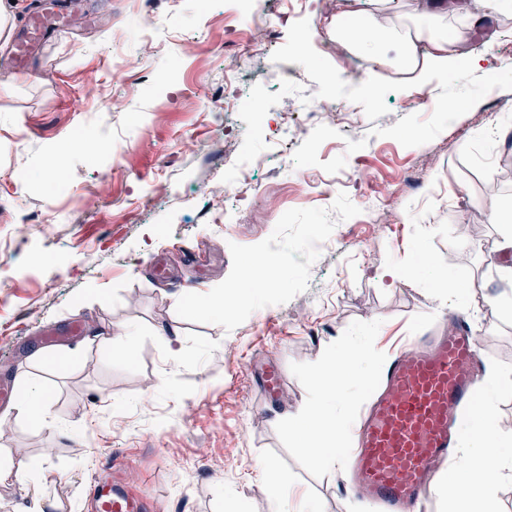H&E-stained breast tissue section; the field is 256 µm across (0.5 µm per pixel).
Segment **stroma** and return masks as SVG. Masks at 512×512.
<instances>
[{
  "label": "stroma",
  "mask_w": 512,
  "mask_h": 512,
  "mask_svg": "<svg viewBox=\"0 0 512 512\" xmlns=\"http://www.w3.org/2000/svg\"><path fill=\"white\" fill-rule=\"evenodd\" d=\"M232 0H0L12 19L0 45V76L13 74L15 44L34 17H63L65 34L43 37L28 74L0 94V383L42 385L55 422L33 432L13 404L0 435V512H27L33 494L52 512H90V478L111 464L129 492L147 491L149 512H270L257 469L278 466L291 497L321 512H372L345 487L346 458L320 467L301 450V410L316 392L307 379L349 337L368 339L382 363L410 337L431 332L462 308L475 329L485 372L512 375V316L499 306L512 280L498 220L512 214V90L489 92L431 142L405 147L371 135L416 114L429 118L437 82L386 95L369 121L351 101L336 126L366 145L340 172L298 168L293 154L314 125L283 104L263 119L268 147L253 179L256 196L213 223L247 125L214 107L224 61L246 26L228 19ZM464 49L489 75L512 68V14L487 20ZM333 58L343 80H407L352 51ZM138 68L129 72L126 59ZM314 95L302 66L254 58L242 88L277 92L282 80ZM288 134H281V125ZM95 144L94 153L80 141ZM480 226L461 237L462 213ZM323 249H312V240ZM430 255L433 267L418 263ZM263 258L287 272V287L243 297L216 317L186 295L235 286ZM410 268L407 279L394 267ZM459 290L440 301L435 271ZM78 324L36 359L43 331ZM137 330L132 354L90 344L94 328ZM177 332L179 352L165 335ZM284 379L273 407L261 405V367Z\"/></svg>",
  "instance_id": "obj_1"
}]
</instances>
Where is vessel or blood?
<instances>
[{
	"mask_svg": "<svg viewBox=\"0 0 512 512\" xmlns=\"http://www.w3.org/2000/svg\"><path fill=\"white\" fill-rule=\"evenodd\" d=\"M479 340L465 316L413 337L388 363L371 404L353 422L351 492L377 512H424L432 477L450 458L459 416L476 400ZM91 512H146L141 498L96 474Z\"/></svg>",
	"mask_w": 512,
	"mask_h": 512,
	"instance_id": "obj_1",
	"label": "vessel or blood"
}]
</instances>
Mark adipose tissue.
<instances>
[{
    "label": "adipose tissue",
    "mask_w": 512,
    "mask_h": 512,
    "mask_svg": "<svg viewBox=\"0 0 512 512\" xmlns=\"http://www.w3.org/2000/svg\"><path fill=\"white\" fill-rule=\"evenodd\" d=\"M372 4L393 10L396 20L413 24L406 34L397 29L373 26L362 9H351L346 20L337 22L336 33L348 37L372 62L384 59L388 46L400 44L407 60H414L417 42L430 46L431 57L439 63L458 54L463 32L448 25L450 18L469 15L470 6L449 8L446 0H371ZM380 357L371 347L352 343L336 350L326 361L309 371L311 381L322 391L317 403L306 406L303 440L318 465L335 464L340 448L348 439L349 413L354 400L344 394L339 383L351 374L366 377L369 369L378 367ZM54 401L38 385H23L17 406L20 416L34 429L49 425L54 416ZM498 414L491 402L477 405L462 450V466L468 481L453 477L443 481L437 493L449 505V512H495L497 490L505 478H512V452L501 448L497 431Z\"/></svg>",
    "instance_id": "adipose-tissue-1"
}]
</instances>
